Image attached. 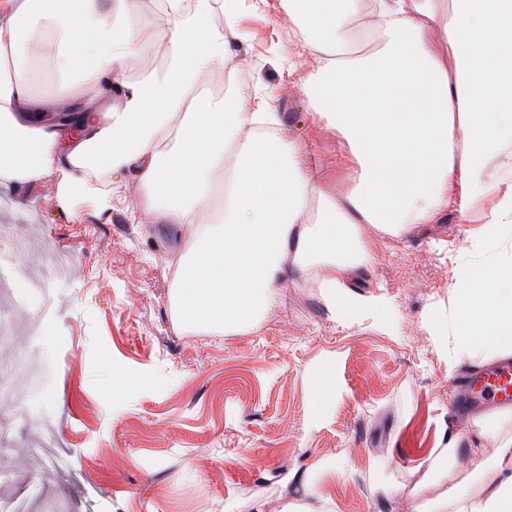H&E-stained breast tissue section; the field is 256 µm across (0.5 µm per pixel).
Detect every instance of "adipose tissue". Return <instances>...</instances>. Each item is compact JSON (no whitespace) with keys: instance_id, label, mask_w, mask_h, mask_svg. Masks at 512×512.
Returning a JSON list of instances; mask_svg holds the SVG:
<instances>
[{"instance_id":"obj_1","label":"adipose tissue","mask_w":512,"mask_h":512,"mask_svg":"<svg viewBox=\"0 0 512 512\" xmlns=\"http://www.w3.org/2000/svg\"><path fill=\"white\" fill-rule=\"evenodd\" d=\"M317 69L302 89L316 118L348 146L346 184L315 179L301 143L277 131L272 101L234 86L226 64L244 37L239 0H14L0 15V186L53 178L63 194L101 206L89 178L121 172L153 224L192 228L196 249L175 275L186 329L253 325L288 285L314 275L334 317L390 326L381 294L354 295L348 268L368 259L359 233L375 224L401 240L447 209L483 210L471 236L489 256L467 267L450 328L459 354H512V262L495 256L512 231V179L489 171L512 151V0H282ZM169 31L164 68L120 78L126 59ZM377 42L355 47L360 30ZM216 77L228 91L213 95ZM118 86L117 98L102 96ZM70 112L68 127L40 123ZM508 413L477 420L472 470L435 499L440 459L420 480L390 485L416 512H512V461L487 458Z\"/></svg>"}]
</instances>
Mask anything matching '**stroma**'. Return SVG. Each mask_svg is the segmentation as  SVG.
Returning a JSON list of instances; mask_svg holds the SVG:
<instances>
[{
    "mask_svg": "<svg viewBox=\"0 0 512 512\" xmlns=\"http://www.w3.org/2000/svg\"><path fill=\"white\" fill-rule=\"evenodd\" d=\"M249 37L237 46V85L262 86L280 130L304 142L314 174L345 181L344 143L319 124L301 90L315 68L279 0H241ZM169 25L121 75L137 80L167 63ZM278 40H271V32ZM112 207L59 194L55 180L0 188V501L35 512H277L283 502L319 508L300 481L275 472L317 474L345 462L349 474L326 485L336 512H413L383 488L451 436L469 437L472 418L448 411L454 377L481 364L444 343L455 289L484 251L455 213L420 224L393 242L362 227L369 260L350 269L352 294H384L391 327L335 319L312 276L297 275L256 326L211 335L181 329L171 303L175 273L191 252L184 224H152L138 192L112 177ZM67 254V279L44 272L50 292L38 322L16 310L18 271L46 250ZM24 353L25 373L3 365ZM336 361L341 396L324 418L311 412L310 379ZM43 462L29 463L38 436Z\"/></svg>",
    "mask_w": 512,
    "mask_h": 512,
    "instance_id": "1",
    "label": "stroma"
}]
</instances>
